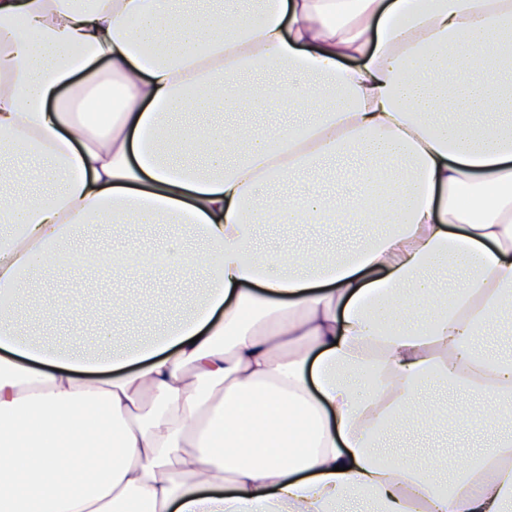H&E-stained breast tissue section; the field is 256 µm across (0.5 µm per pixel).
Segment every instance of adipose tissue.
I'll return each mask as SVG.
<instances>
[{
  "label": "adipose tissue",
  "mask_w": 512,
  "mask_h": 512,
  "mask_svg": "<svg viewBox=\"0 0 512 512\" xmlns=\"http://www.w3.org/2000/svg\"><path fill=\"white\" fill-rule=\"evenodd\" d=\"M509 30L512 0H0V512H512V356L472 343L512 294ZM217 104L304 119H180ZM20 160L43 192H13ZM271 216L386 230L263 249ZM93 224L173 235L155 266L66 253ZM69 265L205 288L17 306ZM115 315L154 339L120 349ZM64 316L96 349L31 338ZM439 378L494 395L457 422L499 430L442 478L379 448Z\"/></svg>",
  "instance_id": "1"
}]
</instances>
